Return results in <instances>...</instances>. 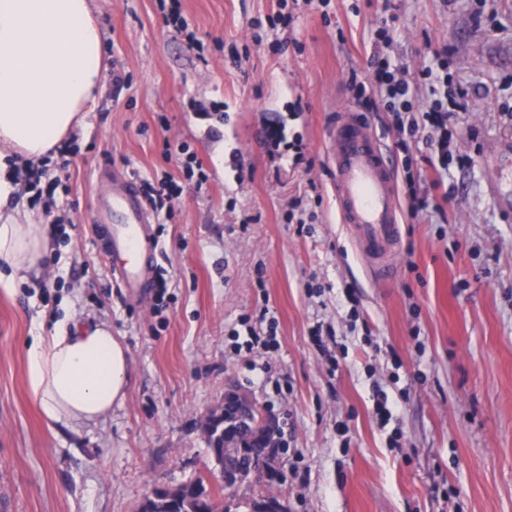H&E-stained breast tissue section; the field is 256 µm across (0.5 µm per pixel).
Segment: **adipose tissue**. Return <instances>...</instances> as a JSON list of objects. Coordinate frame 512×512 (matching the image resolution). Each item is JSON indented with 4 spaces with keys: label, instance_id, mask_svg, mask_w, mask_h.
Returning <instances> with one entry per match:
<instances>
[{
    "label": "adipose tissue",
    "instance_id": "1",
    "mask_svg": "<svg viewBox=\"0 0 512 512\" xmlns=\"http://www.w3.org/2000/svg\"><path fill=\"white\" fill-rule=\"evenodd\" d=\"M103 32L90 0H0V202L16 190L14 161L38 160L68 141L96 101ZM46 227L0 223V262L37 269ZM128 349L101 325L62 320L28 347L30 394L47 424L93 421L124 397Z\"/></svg>",
    "mask_w": 512,
    "mask_h": 512
}]
</instances>
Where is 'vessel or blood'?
<instances>
[{
	"label": "vessel or blood",
	"mask_w": 512,
	"mask_h": 512,
	"mask_svg": "<svg viewBox=\"0 0 512 512\" xmlns=\"http://www.w3.org/2000/svg\"><path fill=\"white\" fill-rule=\"evenodd\" d=\"M336 202L358 249L379 260L401 239L394 177L388 154L372 128L354 113L341 115L328 134ZM98 218L106 254L123 257L119 269L127 287H151L148 269L157 250L152 215L132 178L113 181Z\"/></svg>",
	"instance_id": "1"
}]
</instances>
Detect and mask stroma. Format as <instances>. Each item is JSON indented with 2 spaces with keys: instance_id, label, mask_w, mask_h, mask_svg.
I'll use <instances>...</instances> for the list:
<instances>
[{
  "instance_id": "35a3bbf8",
  "label": "stroma",
  "mask_w": 512,
  "mask_h": 512,
  "mask_svg": "<svg viewBox=\"0 0 512 512\" xmlns=\"http://www.w3.org/2000/svg\"><path fill=\"white\" fill-rule=\"evenodd\" d=\"M289 28L266 20L281 9ZM203 42L188 48L159 0H93L108 65L72 135L57 203L74 227L40 274L0 287V500L5 512H137L158 486L204 473L205 416L236 388L284 425L285 512H512V0H180ZM394 17L390 54L410 70L433 53L468 91L442 212L404 224L375 277L339 222L326 140L340 110L390 147L389 116L359 103L374 31ZM194 151L174 216H155L154 278L135 294L102 253L95 202L112 183L178 173L166 143ZM314 216L299 232L293 206ZM360 318L350 321L344 288ZM268 307L278 344L240 349L241 318ZM107 324L130 353V384L101 419L48 426L26 381L25 344L54 321ZM324 323L336 373L310 337ZM396 402L399 444L374 389Z\"/></svg>"
}]
</instances>
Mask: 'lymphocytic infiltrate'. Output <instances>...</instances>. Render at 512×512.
I'll return each instance as SVG.
<instances>
[{
  "instance_id": "1",
  "label": "lymphocytic infiltrate",
  "mask_w": 512,
  "mask_h": 512,
  "mask_svg": "<svg viewBox=\"0 0 512 512\" xmlns=\"http://www.w3.org/2000/svg\"><path fill=\"white\" fill-rule=\"evenodd\" d=\"M392 32L390 20H383L374 33L375 62L371 79L366 84L358 83L357 88L365 103L389 113L395 132L394 148L403 154L405 165L410 167L418 161L435 174L427 191L418 188L415 176L406 178L409 213L415 217L437 210L432 192L442 187L444 173L451 167L465 168L471 164L470 157L454 150V133L448 128L457 110L462 108L466 92L460 87L449 88L448 64L442 54H435L431 64L415 74L407 67L393 64L386 54L393 41ZM424 89L428 90L432 101L426 109H414L413 104ZM421 145L426 146V155L415 156L414 148ZM57 168V161L46 156L40 163L18 166L15 179L28 190L32 204L42 206L50 216L56 235L61 238L66 234L70 218L55 210L54 191L58 182L51 174Z\"/></svg>"
}]
</instances>
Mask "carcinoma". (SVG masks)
Returning <instances> with one entry per match:
<instances>
[{
    "label": "carcinoma",
    "mask_w": 512,
    "mask_h": 512,
    "mask_svg": "<svg viewBox=\"0 0 512 512\" xmlns=\"http://www.w3.org/2000/svg\"><path fill=\"white\" fill-rule=\"evenodd\" d=\"M238 393H227V408L212 412L203 425V433L209 449L212 467L210 473H218V481L211 483L202 477L186 481L163 497L148 495L140 505V512H231L227 501L234 500L243 486H261L256 479L255 468L260 462L280 471L275 457L270 455L271 438L263 429L242 427L243 405ZM222 430L231 433L229 441L215 446V437Z\"/></svg>",
    "instance_id": "cac0c4a2"
}]
</instances>
